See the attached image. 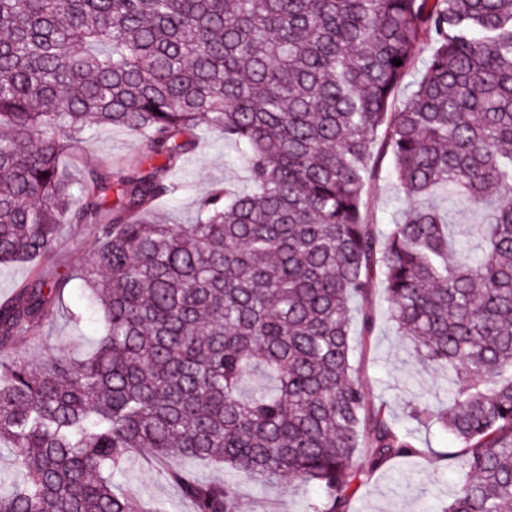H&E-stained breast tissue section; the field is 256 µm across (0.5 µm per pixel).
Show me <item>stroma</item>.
Listing matches in <instances>:
<instances>
[{
  "label": "stroma",
  "instance_id": "stroma-1",
  "mask_svg": "<svg viewBox=\"0 0 512 512\" xmlns=\"http://www.w3.org/2000/svg\"><path fill=\"white\" fill-rule=\"evenodd\" d=\"M140 141L112 129L95 130L66 158L70 170L85 165L111 166L140 153ZM189 187L174 200L157 209L160 221L169 224L192 223L200 199L212 189H246L248 173L238 159L234 146L221 133L209 135L199 153L188 156L179 172ZM95 248L91 229H68L49 258L33 264H13L0 268V299L10 296L21 283L30 280L34 269L61 275L74 272L89 261ZM81 303L80 291L66 285L62 300L44 319L38 338L19 347L17 354L39 360L50 354L82 358L91 354L101 330L96 324L74 323L68 312ZM372 316L370 334H362L359 321L351 323V363L364 383L367 404L387 402L399 426H409L408 404L412 401L443 399L447 396L442 374L413 363L410 345L398 335L390 320V302L383 289L371 291L367 302ZM415 456L395 458L370 465L360 457L368 479L353 496L349 512H437L449 501L456 488L458 472L447 459L453 438L438 426L416 430ZM135 500L155 502L169 512H194L177 482L167 478L160 466L146 453L133 456L119 480ZM319 495L316 487L295 483L289 486L262 485L242 480L235 486V499L241 512H309Z\"/></svg>",
  "mask_w": 512,
  "mask_h": 512
}]
</instances>
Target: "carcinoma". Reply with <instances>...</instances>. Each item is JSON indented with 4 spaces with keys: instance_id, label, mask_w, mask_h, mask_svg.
<instances>
[{
    "instance_id": "cac0c4a2",
    "label": "carcinoma",
    "mask_w": 512,
    "mask_h": 512,
    "mask_svg": "<svg viewBox=\"0 0 512 512\" xmlns=\"http://www.w3.org/2000/svg\"><path fill=\"white\" fill-rule=\"evenodd\" d=\"M95 127L143 152L73 177ZM212 131L252 189L144 219ZM386 160L416 205L382 232L365 195ZM436 192L483 222L418 204ZM70 226L96 240L71 319L102 334L84 359L16 358L68 279L39 270L0 303V512H133L116 478L135 449L347 512L359 454L417 453L350 362L349 305L374 288L448 374V404L409 412L459 447L440 512H512V0H0V265ZM170 474L195 512H237L231 485Z\"/></svg>"
}]
</instances>
